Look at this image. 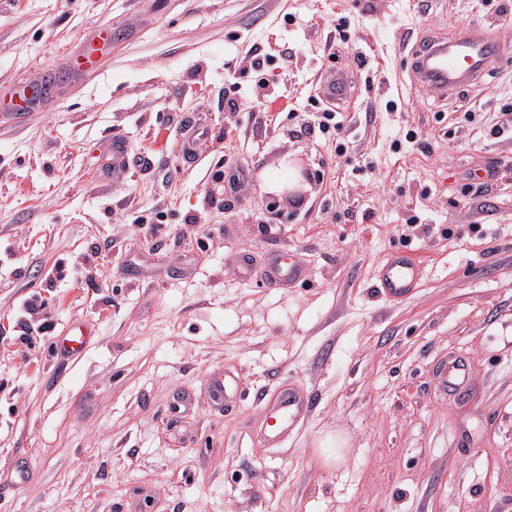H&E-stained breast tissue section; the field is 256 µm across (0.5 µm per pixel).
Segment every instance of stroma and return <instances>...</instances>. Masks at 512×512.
I'll use <instances>...</instances> for the list:
<instances>
[{"mask_svg":"<svg viewBox=\"0 0 512 512\" xmlns=\"http://www.w3.org/2000/svg\"><path fill=\"white\" fill-rule=\"evenodd\" d=\"M482 21L512 48V0H0V90L112 30L25 122L0 113V512H512V137L489 133L512 64L442 97L406 70ZM336 70L343 133L309 134ZM400 249L424 274L390 302L375 276ZM241 251L306 277L241 278ZM451 350L471 399L433 377ZM215 370L237 409L207 396ZM289 381L313 409L269 448L255 395ZM305 268L300 262H296L283 256L271 260L267 268L266 282L270 285H277L288 281L290 284L304 276Z\"/></svg>","mask_w":512,"mask_h":512,"instance_id":"obj_1","label":"stroma"}]
</instances>
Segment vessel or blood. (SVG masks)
<instances>
[{
    "mask_svg": "<svg viewBox=\"0 0 512 512\" xmlns=\"http://www.w3.org/2000/svg\"><path fill=\"white\" fill-rule=\"evenodd\" d=\"M511 61L512 49L504 47L478 24L460 38H438L428 42L409 58L408 64L416 77L445 94L481 78L492 64ZM44 96V85L25 84L13 90L6 107L21 117L37 110ZM304 273L301 263L278 256L267 268L266 281L271 285L293 282ZM420 274L421 265L415 257L404 252L392 254L378 270L377 289L388 300L407 299L415 291ZM438 373L443 388L448 392L459 394L468 386V367L463 356L445 357L439 363ZM209 383L216 402L229 405L236 401L238 387L231 378L215 374ZM260 401L268 410L263 437L268 444L280 446L284 431L303 420L308 407L307 398L295 387L280 386L273 392L262 393Z\"/></svg>",
    "mask_w": 512,
    "mask_h": 512,
    "instance_id": "b4317fda",
    "label": "vessel or blood"
}]
</instances>
